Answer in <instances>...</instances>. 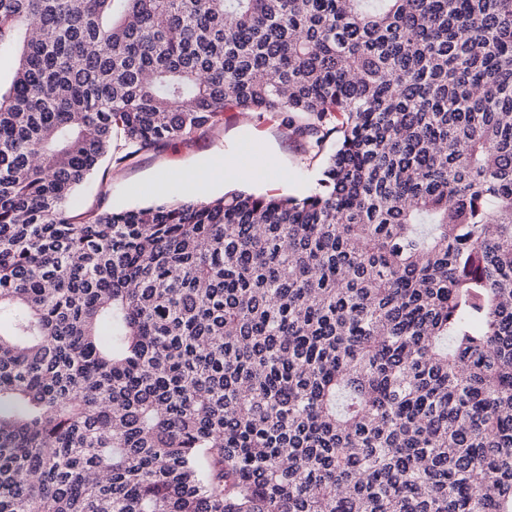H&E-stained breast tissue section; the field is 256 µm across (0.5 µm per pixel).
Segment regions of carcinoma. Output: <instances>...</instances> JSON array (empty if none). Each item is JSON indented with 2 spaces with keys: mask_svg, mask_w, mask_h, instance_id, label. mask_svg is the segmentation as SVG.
<instances>
[{
  "mask_svg": "<svg viewBox=\"0 0 512 512\" xmlns=\"http://www.w3.org/2000/svg\"><path fill=\"white\" fill-rule=\"evenodd\" d=\"M2 53L0 512H512V0H0ZM226 112L317 186L67 216Z\"/></svg>",
  "mask_w": 512,
  "mask_h": 512,
  "instance_id": "obj_1",
  "label": "carcinoma"
}]
</instances>
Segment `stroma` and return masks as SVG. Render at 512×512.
<instances>
[{"label": "stroma", "instance_id": "stroma-1", "mask_svg": "<svg viewBox=\"0 0 512 512\" xmlns=\"http://www.w3.org/2000/svg\"><path fill=\"white\" fill-rule=\"evenodd\" d=\"M284 117L268 112H228L212 126L145 149L133 159L99 170L78 191L81 210L112 211L157 199L209 201L231 190L297 194L315 186L324 152L286 134ZM233 160L236 172H209L216 157Z\"/></svg>", "mask_w": 512, "mask_h": 512}]
</instances>
